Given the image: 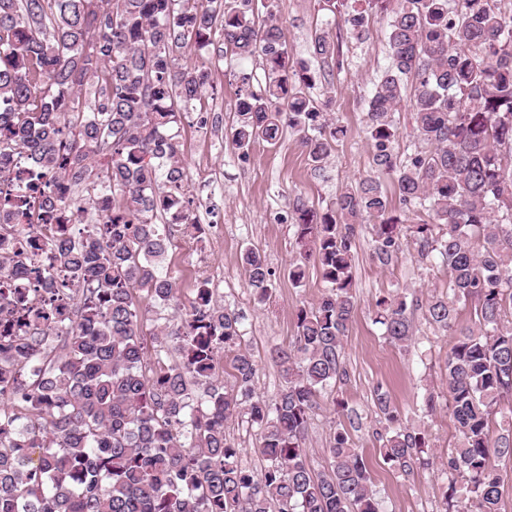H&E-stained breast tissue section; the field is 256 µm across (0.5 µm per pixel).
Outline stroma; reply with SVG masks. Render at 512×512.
Instances as JSON below:
<instances>
[{"label":"stroma","instance_id":"stroma-1","mask_svg":"<svg viewBox=\"0 0 512 512\" xmlns=\"http://www.w3.org/2000/svg\"><path fill=\"white\" fill-rule=\"evenodd\" d=\"M275 12L285 26L291 54L311 59L318 75L316 91L330 96L328 111L345 134L335 141L330 161L320 170L312 167L305 150L288 133L277 144L262 142L249 152L238 150L227 131L242 87L240 76L249 74L252 87H259L265 82L263 68L253 60L225 57L216 44L203 50L201 60L212 73V89L200 110L183 115L177 140L197 202L196 221L221 224L224 234L201 240L176 233L165 261L182 297H192L199 280L206 279L214 301L241 316L244 339L256 364L253 386L267 401L283 385L271 351L292 341L296 309L318 300L325 284L313 264L307 266L302 285L294 284L288 273L295 256L293 225L270 224L265 216L293 209L299 200L324 206L341 188L370 174L374 144L365 132V99L379 71L389 63L383 20L370 21L365 40L359 42L348 37L342 20H331L321 11L318 0H276ZM323 26L339 42L343 70H329L311 58V37ZM248 248L257 249L274 273L271 298L263 305L257 304L247 285L242 256ZM373 248L369 225H359L353 248L357 310L344 338V375L320 398L312 414L309 463L322 471L326 448L337 430H345L368 462L381 512H439L456 480L446 464L457 442V428L441 387L454 337L419 317L412 344L398 348L384 339L373 318L380 296L400 292L412 308L429 295L447 294L448 276L444 268L420 262L407 251L381 265ZM379 386L404 424L427 434L430 464L416 466L408 474L384 464L379 450L390 432L373 401ZM430 395L436 402L431 412L425 407Z\"/></svg>","mask_w":512,"mask_h":512}]
</instances>
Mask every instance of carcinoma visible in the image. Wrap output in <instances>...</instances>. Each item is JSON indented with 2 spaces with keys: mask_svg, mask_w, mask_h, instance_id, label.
<instances>
[{
  "mask_svg": "<svg viewBox=\"0 0 512 512\" xmlns=\"http://www.w3.org/2000/svg\"><path fill=\"white\" fill-rule=\"evenodd\" d=\"M342 0L351 38L367 33L373 13L387 17L390 62L368 99L372 174L345 186L331 203L294 207L302 264L314 260L324 294L295 313L296 336L274 348L285 385L272 401L255 395V361L240 317L212 299L204 281L188 302L164 268L171 239L159 216L192 200L173 129L201 101L209 73L175 66L214 39L224 53L260 62L265 84L250 76L234 109L238 149L297 137L312 166L324 167L343 134L312 94L315 71L288 51L275 0H0V216L21 229L0 234V310L14 335L0 338V512H379L363 456L338 430L328 463L311 468L306 440L317 398L342 374L343 338L356 309L355 227L371 225L382 264L400 249L394 195L428 220L408 227L423 259L448 272V295L424 305L426 321L457 327L458 304L474 323L459 330L445 362L448 407L458 441L448 469L465 484L460 512H500L495 458H512V428H496L512 400V5L504 0ZM313 54L343 69L329 32L315 29ZM405 108L425 146L397 160L396 113ZM66 183L84 194L57 199ZM112 208L79 233L95 197ZM27 233L45 240L49 269L71 301V316L51 298L27 300L1 287L32 261ZM257 303L271 297L273 272L255 249L243 253ZM179 315L156 319L143 342L140 298ZM376 322L402 347L414 321L401 294L381 298ZM235 374L222 381L221 359ZM177 360L169 362V357ZM374 404L392 428L383 459L407 472L421 462L425 436L403 426L387 393ZM244 419L266 461L242 466V449L224 426Z\"/></svg>",
  "mask_w": 512,
  "mask_h": 512,
  "instance_id": "cac0c4a2",
  "label": "carcinoma"
}]
</instances>
